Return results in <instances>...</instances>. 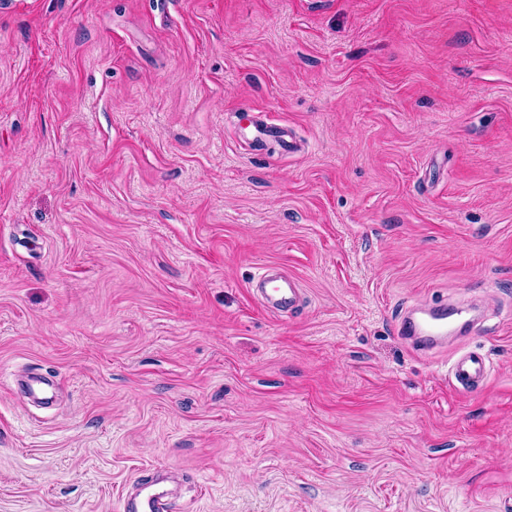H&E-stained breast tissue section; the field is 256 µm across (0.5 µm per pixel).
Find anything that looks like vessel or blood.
Returning a JSON list of instances; mask_svg holds the SVG:
<instances>
[{
  "instance_id": "1",
  "label": "vessel or blood",
  "mask_w": 512,
  "mask_h": 512,
  "mask_svg": "<svg viewBox=\"0 0 512 512\" xmlns=\"http://www.w3.org/2000/svg\"><path fill=\"white\" fill-rule=\"evenodd\" d=\"M259 302L281 314L296 313L304 303L298 279L278 266L264 267L254 285ZM478 322L471 306L454 302H428L412 307L403 316L400 334L417 352L427 354L446 347L449 333L474 329ZM489 377L486 359L475 352L457 353L450 364L448 379L458 391L483 388ZM178 487L168 477L153 472L126 494L122 512H175Z\"/></svg>"
}]
</instances>
